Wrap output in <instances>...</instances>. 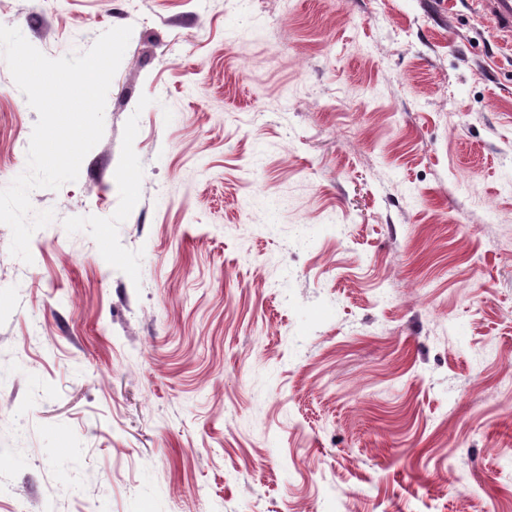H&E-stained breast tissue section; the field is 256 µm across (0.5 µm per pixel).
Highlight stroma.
Listing matches in <instances>:
<instances>
[{
    "label": "stroma",
    "mask_w": 512,
    "mask_h": 512,
    "mask_svg": "<svg viewBox=\"0 0 512 512\" xmlns=\"http://www.w3.org/2000/svg\"><path fill=\"white\" fill-rule=\"evenodd\" d=\"M132 26L0 224V512H512V44L470 0H0ZM0 188L37 112L0 59Z\"/></svg>",
    "instance_id": "35a3bbf8"
}]
</instances>
